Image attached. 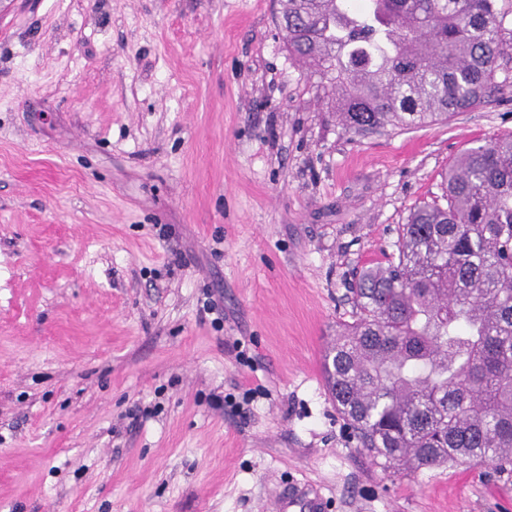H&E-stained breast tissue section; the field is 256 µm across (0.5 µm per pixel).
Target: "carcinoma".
<instances>
[{"label": "carcinoma", "mask_w": 512, "mask_h": 512, "mask_svg": "<svg viewBox=\"0 0 512 512\" xmlns=\"http://www.w3.org/2000/svg\"><path fill=\"white\" fill-rule=\"evenodd\" d=\"M280 0L288 53L328 80L346 132L408 129L512 81V0ZM446 205L413 208L397 256L364 269L324 369L383 471L466 459L512 473V135L465 149Z\"/></svg>", "instance_id": "obj_1"}]
</instances>
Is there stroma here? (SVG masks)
<instances>
[{
	"instance_id": "stroma-1",
	"label": "stroma",
	"mask_w": 512,
	"mask_h": 512,
	"mask_svg": "<svg viewBox=\"0 0 512 512\" xmlns=\"http://www.w3.org/2000/svg\"><path fill=\"white\" fill-rule=\"evenodd\" d=\"M277 0H9L0 14V512H512L476 461L396 475L324 355L512 85L345 132ZM217 310L202 312L206 295Z\"/></svg>"
}]
</instances>
